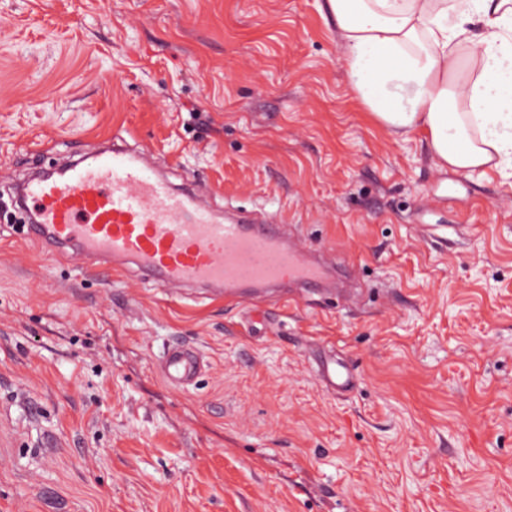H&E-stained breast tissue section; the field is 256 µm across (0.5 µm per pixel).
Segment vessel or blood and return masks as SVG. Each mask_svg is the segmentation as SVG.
Masks as SVG:
<instances>
[{"instance_id": "b4317fda", "label": "vessel or blood", "mask_w": 512, "mask_h": 512, "mask_svg": "<svg viewBox=\"0 0 512 512\" xmlns=\"http://www.w3.org/2000/svg\"><path fill=\"white\" fill-rule=\"evenodd\" d=\"M24 199L37 216L28 227L32 240L51 242L78 260H122L158 288L201 285L235 298L327 278L323 265L286 243L283 225L249 216L218 221L195 193L175 190L138 155L119 148L28 180ZM318 368L329 389L351 387L347 362L326 357ZM201 370L199 351L183 342L170 345L162 358L163 376L175 387L194 384Z\"/></svg>"}]
</instances>
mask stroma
Listing matches in <instances>:
<instances>
[{
  "label": "stroma",
  "instance_id": "35a3bbf8",
  "mask_svg": "<svg viewBox=\"0 0 512 512\" xmlns=\"http://www.w3.org/2000/svg\"><path fill=\"white\" fill-rule=\"evenodd\" d=\"M115 138L356 287L164 292L0 215V512H512V178L390 135L325 0H0V197ZM202 361L199 351L183 342L170 345L162 358L165 380L174 387H189L201 374ZM318 368L329 389L344 392L352 386L354 374L346 361H336L332 357H325L318 364Z\"/></svg>",
  "mask_w": 512,
  "mask_h": 512
}]
</instances>
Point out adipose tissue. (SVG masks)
I'll return each mask as SVG.
<instances>
[{"label": "adipose tissue", "mask_w": 512, "mask_h": 512, "mask_svg": "<svg viewBox=\"0 0 512 512\" xmlns=\"http://www.w3.org/2000/svg\"><path fill=\"white\" fill-rule=\"evenodd\" d=\"M352 92L438 167H512V0H327Z\"/></svg>", "instance_id": "adipose-tissue-1"}]
</instances>
